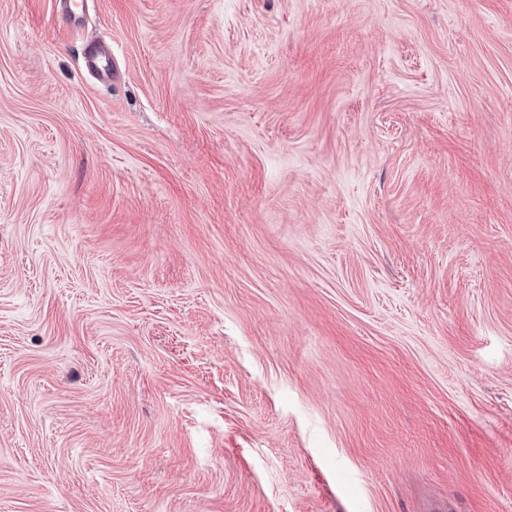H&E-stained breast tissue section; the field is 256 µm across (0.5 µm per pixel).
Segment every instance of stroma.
<instances>
[{
	"label": "stroma",
	"mask_w": 512,
	"mask_h": 512,
	"mask_svg": "<svg viewBox=\"0 0 512 512\" xmlns=\"http://www.w3.org/2000/svg\"><path fill=\"white\" fill-rule=\"evenodd\" d=\"M0 512H512V0H0ZM83 64L88 72L101 83H112V47L108 43L96 42L86 45L82 51Z\"/></svg>",
	"instance_id": "1"
}]
</instances>
